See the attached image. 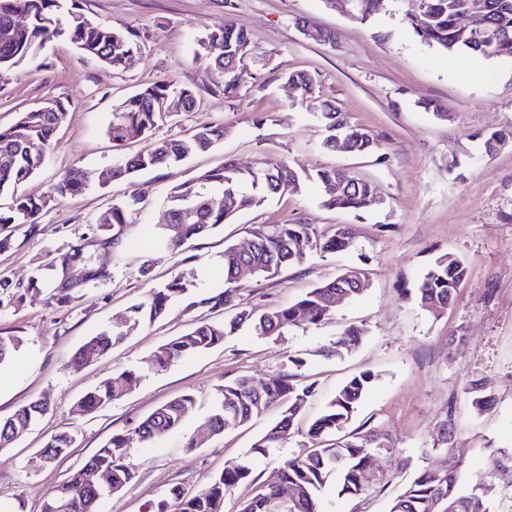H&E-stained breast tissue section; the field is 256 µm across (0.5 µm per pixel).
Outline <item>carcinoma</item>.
Returning a JSON list of instances; mask_svg holds the SVG:
<instances>
[{
	"label": "carcinoma",
	"mask_w": 512,
	"mask_h": 512,
	"mask_svg": "<svg viewBox=\"0 0 512 512\" xmlns=\"http://www.w3.org/2000/svg\"><path fill=\"white\" fill-rule=\"evenodd\" d=\"M64 0H0V31L11 33L8 40L0 39V73L38 50L52 37L68 39L83 55L95 57L114 70L125 69L134 53L136 43L130 36L88 19L72 6L63 8ZM347 11L355 10L360 19L370 18L379 4L372 0H332ZM418 10L409 16L412 29L420 40L443 51L466 50L485 58L512 59V0H418ZM480 5L487 17L486 33L480 35L457 24V17ZM248 34L231 20L208 33L199 41L197 56L206 67L224 77V97L236 95L242 86L241 62L249 54ZM295 82L309 101L320 111L329 135L325 148H331L336 137V121L344 119L336 107L318 100L315 80L305 71L284 74ZM197 103L196 93L190 88H179L169 82H157L128 97L112 113L107 133L112 143L119 145L131 133L149 138L161 125L171 119L167 109L191 112ZM52 111L32 109L18 114L15 121L0 127V195L10 192L13 205L6 212L0 210V230L6 225L20 226L37 223L38 215L51 201L63 199L85 190L93 174L83 168L65 171L53 187V197L36 198L18 193L19 186L34 176L43 166L55 132L66 120V106L61 101L51 103ZM351 153H368L374 143L372 133L364 128L348 125ZM224 136V127L212 125L189 137L162 138L149 147L123 159L111 169L114 178L128 177L136 172L156 168H171L182 164L189 155L211 148ZM313 182L324 190L323 205L353 213L368 208V200L376 194L374 185L363 178L352 176L341 169H306L298 164L281 163L266 171L257 166V175H244L237 163L227 160L224 165L199 173L194 179L177 184L170 190L168 204L157 215L153 224V244L156 248L178 254L184 245L228 222L238 211L259 207L273 196L294 195ZM345 184L346 190H336ZM132 204L116 202L97 219L99 229L122 228L131 222ZM252 248L243 254L234 245L224 248V294L212 297L214 306L232 303L230 286L240 280L242 270L255 277L272 276L282 268L300 264L305 251H344L351 246L352 230L348 225L336 227L332 236L318 233L312 224H255L250 229ZM83 261L84 253L75 246L51 264L53 282L47 283L41 270L28 279L24 292L12 293L11 301L19 302L26 293H38L53 288V298L59 304L75 299L71 289L62 288L67 263ZM369 283L368 271L362 266H348L336 278L319 284L304 297L286 307L240 309L222 322H200L189 332L158 346L146 360L150 371H163L173 363L190 356L202 355L220 346L224 340L249 326L262 337L280 336L290 327L303 324L317 325L336 310V294L348 296L364 292L353 286V277ZM466 276L462 260L444 254L427 269L418 288L420 306L430 312L437 307L446 309L454 302L459 282ZM188 284L176 277L164 287L153 290L148 298L126 309L115 324L88 337L76 353V363L98 359L112 350L142 323L162 317L170 303L181 297ZM361 331L347 326L323 352L340 356L355 347ZM22 339L18 336H0V366L18 351ZM298 374L276 376L256 385L246 376H240L217 388V398L208 418L210 435L220 436L225 431L244 426L261 415L270 406L281 407L279 419L250 448V454L266 456L282 448L294 432H306L311 447L284 461L279 471L280 483L292 488L288 512H319L317 496L331 476L338 481V494L351 499L363 498L370 485L363 472L371 455L382 443L392 448L388 434L378 429L348 430L359 404L376 379L370 371H362L348 378L340 386L324 410L313 420L304 421L305 405L315 392V383H302ZM138 377L132 371L112 374L91 388L79 401L81 413L90 414L120 400L136 384ZM471 407L482 410L490 401L484 386L474 383L468 391ZM190 394L165 403L145 417L137 426L142 440L151 442L180 428L185 412L192 406ZM47 411V404L34 401L20 407L13 415L0 419V450L10 447L18 436ZM74 439L67 432L50 437L33 454L32 460L44 465L67 456ZM126 438L114 434L95 453L72 471L69 478L54 487L44 498L41 512H97L99 500L107 490L88 483L87 477L95 471L112 473L113 492L120 491L135 477L125 463ZM461 461L457 460L443 472L425 470L407 482L389 504V512H493L490 504V484L494 472L473 480L464 487L459 476ZM248 461H233L212 478L203 488L188 491L172 487L166 498L150 504L148 512H224L226 496L250 481ZM83 489L81 498L72 497V489ZM278 494V486L253 484L249 494L237 501L236 512H274L271 503Z\"/></svg>",
	"instance_id": "1"
}]
</instances>
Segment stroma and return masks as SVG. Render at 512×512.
Instances as JSON below:
<instances>
[{
  "label": "stroma",
  "instance_id": "35a3bbf8",
  "mask_svg": "<svg viewBox=\"0 0 512 512\" xmlns=\"http://www.w3.org/2000/svg\"><path fill=\"white\" fill-rule=\"evenodd\" d=\"M76 4L88 18L131 33L139 49L118 72L57 39L0 76V126L45 101H62L68 109L45 165L19 188L50 203L37 223L16 229L12 248L0 253V276L14 285L26 283L35 267L75 246L86 257L70 271L77 299L69 306H58L44 292L18 305L0 304V335L23 340L0 366V419L34 400L48 404L12 447L0 450L5 512H40L47 493L118 433L127 438L126 461L135 477L104 497L99 512H146L148 502L165 497L172 486L201 488L245 457L251 482L276 481L284 460L310 445L305 434L296 433L269 456H250L253 442L278 420V407L201 447H188L187 441L204 426L217 386L241 375L262 384L291 373L288 357L294 353L306 361L302 377L316 384L305 409L309 417L351 375L375 373L351 425L383 429L394 446L376 455L368 497L338 496L330 483L318 494L321 512H388L391 497L413 473L447 468L455 456L469 482L512 448V60L422 43L406 21L416 0H384L365 22L328 8L324 0ZM228 18L250 35L249 78L229 99L221 75L195 58L198 40ZM302 21L334 33V44L305 39L298 28ZM294 70L315 76L321 99L344 113L348 124L372 131L376 141L368 154L324 148L327 132L319 114L308 110L282 78ZM159 81L196 89L200 104L173 116L157 129V137H187L220 125L221 142L192 154L180 167L95 182L79 194L51 200L54 184L69 168L99 172L147 148L139 137L115 148L106 130L117 105ZM493 134L503 142L489 153L484 141ZM227 160L243 167L288 160L309 169H345L371 181L384 203L358 214L329 209L321 204V189L310 184L301 194L238 212L189 241L183 254L151 246L150 229L171 186ZM136 195L143 201L119 236L98 229L97 216L113 201ZM287 221L315 225L328 235L337 225H352L353 244L342 252L308 254L303 263L271 277L241 279L232 291L233 307L207 305V298L224 290L225 246H246L252 225ZM444 253L459 257L467 274L455 303L435 316L420 307L417 288ZM357 264L367 268L369 287L340 301L327 323L294 327L276 340L244 328L224 345L166 371L141 370L159 345L197 322L224 320L237 307L288 305ZM90 266L101 269L103 278L88 280ZM178 275L191 281L189 295L106 356L74 366L87 336ZM348 325L362 331L358 346L339 358L324 356V348ZM122 370L142 373L130 393L93 415L75 412L85 392ZM476 380L492 396L479 412L464 394ZM187 393L196 402L181 428L153 443L142 441L139 422ZM444 426L450 438L443 444ZM63 431L76 437L70 455L42 470L28 469V458Z\"/></svg>",
  "mask_w": 512,
  "mask_h": 512
}]
</instances>
